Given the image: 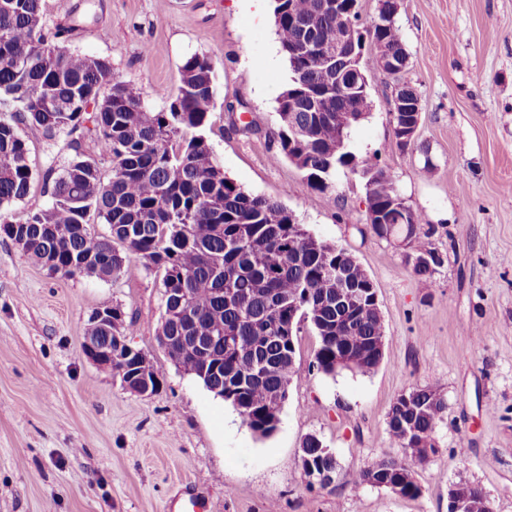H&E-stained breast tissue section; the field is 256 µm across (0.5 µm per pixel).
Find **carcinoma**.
Here are the masks:
<instances>
[{"label": "carcinoma", "instance_id": "obj_1", "mask_svg": "<svg viewBox=\"0 0 512 512\" xmlns=\"http://www.w3.org/2000/svg\"><path fill=\"white\" fill-rule=\"evenodd\" d=\"M40 2L0 0V235L15 244L23 241L21 250L35 262L48 252L55 255L52 273L107 280L130 277L139 264L156 270L164 288L158 335L183 337L177 348L181 368L196 375L201 369L197 343L231 337L239 347L221 341L210 345L212 355L224 359V370L212 375L213 384L234 386L232 405L246 414L244 423L262 437L273 434L267 418L274 398L296 375V337L302 330L294 329L293 346H288L273 309L279 308L283 317L294 302L305 303L318 338L312 366L327 375L336 374L341 347L369 351L372 338L385 331L380 311L367 303L346 323L336 304H320L327 288L324 269L336 264L334 253H308L299 262L285 260L277 270L266 267L262 253L288 251L295 221L280 202L245 191L214 162L201 134L217 93L208 57L185 60L177 95L167 110L156 112L143 104L139 91L112 74L105 59L77 54L63 41L50 42ZM349 8L351 0H342L338 14L324 10L323 0H275L281 51L288 54L309 21L320 42L336 43ZM365 33L372 56L360 63L363 71L379 54L406 65L408 53L389 0H383L377 21ZM289 65L290 80L277 97L276 136L282 149L274 159L293 157L307 175L304 187L322 192L341 167L373 169L377 176L366 192V213L390 205L398 194L391 176L375 157L357 160L346 149L351 129L336 127L340 110L353 112L354 125L365 118L367 92L359 88L338 97L329 91L336 72L293 60ZM106 84L112 107L95 111L89 127L82 102L73 99L95 98ZM21 125L39 128L47 139L71 136L76 158L53 180L51 203L16 225L3 206L25 199L34 179L27 143L18 132ZM295 128L302 132V145L290 149L288 135ZM88 134L119 175L103 180L95 161L84 156L82 139ZM94 216L109 225L110 235L83 229ZM389 228L413 235L420 253L430 258L413 271L431 277L440 258L420 244L427 233L416 212L407 223ZM229 280L235 288L230 299L224 297ZM186 302L195 316L191 321L180 313ZM133 326L120 308H112V336H124ZM447 409L443 399L413 418L420 440H434ZM379 467L407 480L404 496H418L411 466L391 458ZM464 512H493L479 485Z\"/></svg>", "mask_w": 512, "mask_h": 512}]
</instances>
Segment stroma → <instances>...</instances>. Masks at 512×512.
I'll list each match as a JSON object with an SVG mask.
<instances>
[{
  "label": "stroma",
  "instance_id": "obj_1",
  "mask_svg": "<svg viewBox=\"0 0 512 512\" xmlns=\"http://www.w3.org/2000/svg\"><path fill=\"white\" fill-rule=\"evenodd\" d=\"M41 5L47 31L75 23L70 49L108 60L155 111L167 109L183 62L209 57L217 94L203 134L216 163L357 258L377 287L386 344L374 373L327 375L312 366L317 338L304 327L279 428L264 438L159 347L155 271L105 281L54 274L0 237V512H168L187 484L209 512H448V486L462 479L486 491L494 512H512V0H399L408 65L368 72L371 111L347 148L378 157L420 215L440 257L429 278L373 234L359 174L337 171L326 191H312L278 158L276 98L291 72L286 58L267 62L278 41L273 13L256 20L237 0ZM401 83L422 108L405 149L390 123ZM229 101L246 105L251 132L234 128ZM20 134L34 186L10 205L16 221L50 203L49 169L75 156L67 135L49 140L30 125ZM112 307L133 317L127 341L161 374L153 395L128 391L82 352L92 313ZM413 387L437 388L448 404L435 454L414 467L420 495L355 485L359 470L403 458L387 413ZM310 434L336 457L325 489L302 473Z\"/></svg>",
  "mask_w": 512,
  "mask_h": 512
}]
</instances>
